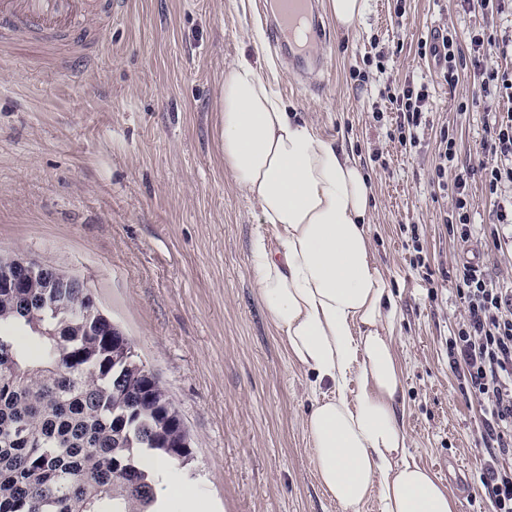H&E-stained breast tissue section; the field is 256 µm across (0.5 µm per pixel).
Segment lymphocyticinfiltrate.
<instances>
[{
    "label": "lymphocytic infiltrate",
    "instance_id": "f902f5d3",
    "mask_svg": "<svg viewBox=\"0 0 512 512\" xmlns=\"http://www.w3.org/2000/svg\"><path fill=\"white\" fill-rule=\"evenodd\" d=\"M384 97L390 111L401 116L391 139L411 149L428 98L425 88L407 83L388 89ZM489 133L483 145L492 157L485 167V189L496 207L498 226L490 237L499 247L512 244V236L502 233L512 224V195L498 191L502 183H512V113L494 121ZM455 287L466 316L448 338V354L477 399L491 440L481 475L484 493L495 512H512V293L467 263L462 264Z\"/></svg>",
    "mask_w": 512,
    "mask_h": 512
}]
</instances>
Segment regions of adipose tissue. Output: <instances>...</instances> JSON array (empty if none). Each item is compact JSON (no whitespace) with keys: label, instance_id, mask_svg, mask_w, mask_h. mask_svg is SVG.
<instances>
[{"label":"adipose tissue","instance_id":"1","mask_svg":"<svg viewBox=\"0 0 512 512\" xmlns=\"http://www.w3.org/2000/svg\"><path fill=\"white\" fill-rule=\"evenodd\" d=\"M218 120L224 170L277 239L254 237L253 283L289 356L313 378L306 427L320 486L341 512H360L373 495L380 512H457L438 478L409 459L391 336L398 308L368 232V176L337 140L287 112L250 56L225 72ZM144 467L154 512H214L166 458Z\"/></svg>","mask_w":512,"mask_h":512}]
</instances>
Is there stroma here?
Instances as JSON below:
<instances>
[{"instance_id":"stroma-1","label":"stroma","mask_w":512,"mask_h":512,"mask_svg":"<svg viewBox=\"0 0 512 512\" xmlns=\"http://www.w3.org/2000/svg\"><path fill=\"white\" fill-rule=\"evenodd\" d=\"M260 13V0H128L79 81L77 58L0 54V254L87 279L190 435V463L176 477L223 512H339L315 473L310 378L253 287L258 208L225 172L219 146L224 73L240 53L259 54L289 111L342 140L371 179L369 236L400 310L393 338L411 461L436 474L458 512H492L479 481L483 417L449 362L448 338L466 314L454 285L466 246L512 289V248L489 237L495 208L480 169L491 115L512 104L480 95L471 45L512 37V8L368 0L354 29L330 24L312 89L269 43ZM438 27L459 36L450 81L420 53ZM409 81L429 97L406 151L389 137L397 115L380 92ZM445 133L456 142L453 172L470 173L465 242L445 222L452 201L435 174Z\"/></svg>"}]
</instances>
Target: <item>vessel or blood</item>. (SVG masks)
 I'll use <instances>...</instances> for the list:
<instances>
[{
	"label": "vessel or blood",
	"instance_id": "1",
	"mask_svg": "<svg viewBox=\"0 0 512 512\" xmlns=\"http://www.w3.org/2000/svg\"><path fill=\"white\" fill-rule=\"evenodd\" d=\"M124 3L125 0H0V34L51 40L69 33L88 18L107 25ZM263 7L273 46L296 71H306L312 59L298 33L308 29L325 37L327 20L319 0H264Z\"/></svg>",
	"mask_w": 512,
	"mask_h": 512
}]
</instances>
